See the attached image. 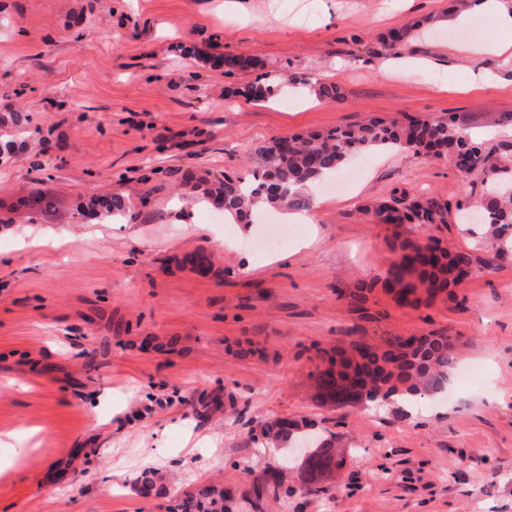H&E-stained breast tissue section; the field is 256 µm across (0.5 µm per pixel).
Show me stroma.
I'll use <instances>...</instances> for the list:
<instances>
[{
	"label": "stroma",
	"mask_w": 512,
	"mask_h": 512,
	"mask_svg": "<svg viewBox=\"0 0 512 512\" xmlns=\"http://www.w3.org/2000/svg\"><path fill=\"white\" fill-rule=\"evenodd\" d=\"M449 0H0V512H169L209 485L233 512H512V257L456 301L397 306L383 288L393 237L479 259V229L378 223L408 192L469 205L484 177L449 158L362 155L348 190L310 191L312 223L266 206L214 222L205 191L250 178L254 148L367 118L455 113L485 148L512 142V31L450 40ZM429 16L398 54L380 36ZM506 44L505 52L492 43ZM251 57L226 73L218 60ZM306 86L285 96V75ZM261 81L262 102L237 96ZM336 83L342 101L319 88ZM50 194L51 212L31 199ZM128 210L80 211L93 196ZM287 223V247L246 246ZM208 275L195 267L198 253ZM442 332L471 384L417 416L320 402L317 350ZM270 417L330 429L345 461L328 481L288 473L260 434ZM154 476L152 491L142 481Z\"/></svg>",
	"instance_id": "stroma-1"
}]
</instances>
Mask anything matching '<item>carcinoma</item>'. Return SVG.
Listing matches in <instances>:
<instances>
[{"mask_svg":"<svg viewBox=\"0 0 512 512\" xmlns=\"http://www.w3.org/2000/svg\"><path fill=\"white\" fill-rule=\"evenodd\" d=\"M433 22L419 20L393 28L383 37V48L398 52L416 40ZM247 101H263L271 88L259 82L237 90ZM376 148L412 151L447 156L463 175L485 174L489 185L481 200L484 246L495 257L512 253V169L496 164L493 151L474 142L458 124L453 113L437 119L405 116L385 123L369 119L361 124L346 125L303 136H277L257 146L253 182L224 176L208 192V197L224 207V217L243 223L260 204L285 209L304 210L308 197L304 191L330 172L340 169L352 156ZM449 207L430 198L391 196L374 206L380 224H434L445 222ZM391 251L397 255L429 251L432 257L411 267L392 260L382 287L393 293L412 280L413 304H427L454 297V288L462 283L458 273L471 274L476 258L468 251H450L430 238L424 245L394 238ZM457 364L448 337L430 333L420 338L398 339L383 351L358 347L350 353H324L321 364L312 374L317 396L324 402L340 404L378 403L394 396H429L448 382V374ZM261 434L271 443L292 449L306 443L308 455L301 458L306 480L316 481L334 467L336 459L333 433L317 429L306 421L273 418L262 423ZM181 512H224V490L207 487L180 504Z\"/></svg>","mask_w":512,"mask_h":512,"instance_id":"obj_1","label":"carcinoma"}]
</instances>
